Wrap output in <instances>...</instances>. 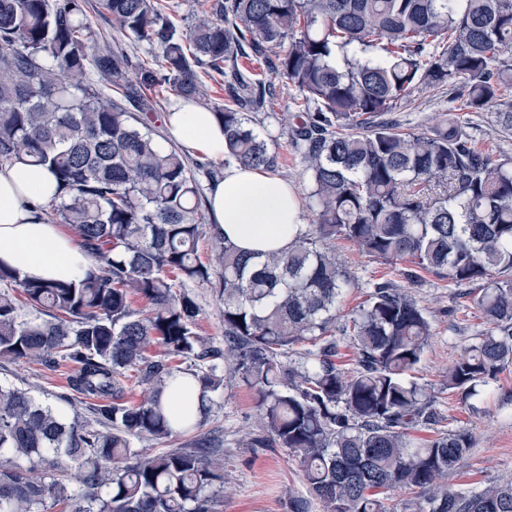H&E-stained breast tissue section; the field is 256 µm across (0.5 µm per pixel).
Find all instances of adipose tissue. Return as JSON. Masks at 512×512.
I'll list each match as a JSON object with an SVG mask.
<instances>
[{
	"mask_svg": "<svg viewBox=\"0 0 512 512\" xmlns=\"http://www.w3.org/2000/svg\"><path fill=\"white\" fill-rule=\"evenodd\" d=\"M169 139L190 156L224 158V127L197 101L174 96L164 115ZM56 194L52 173L23 162L0 165V265L29 279L68 281L89 262L61 225L45 220ZM208 208L218 232L240 250L285 251L305 231L299 200L287 180L271 172L228 165L209 186Z\"/></svg>",
	"mask_w": 512,
	"mask_h": 512,
	"instance_id": "ef3b65f1",
	"label": "adipose tissue"
}]
</instances>
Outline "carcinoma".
<instances>
[{
    "instance_id": "obj_1",
    "label": "carcinoma",
    "mask_w": 512,
    "mask_h": 512,
    "mask_svg": "<svg viewBox=\"0 0 512 512\" xmlns=\"http://www.w3.org/2000/svg\"><path fill=\"white\" fill-rule=\"evenodd\" d=\"M102 6L126 37L160 50L157 67L95 32L85 0H0V165L53 173L52 220L90 258L70 281L0 267V283L18 286L32 310L21 316L16 297L0 291V359L75 364L71 389L98 400L92 410L107 427L0 386V512L60 503L69 512H218L221 448L197 437L148 455L132 440L177 433L164 392L180 395L190 378L210 403L227 374L257 396L267 436L253 443L292 451L327 512H389L403 490L417 493L407 512H512V482L480 492L440 483L466 457V434L410 438L438 418L408 379L430 322L404 289L378 282L355 312L353 374L336 367L329 337L353 287L336 261L335 242L346 239L372 257L485 284L479 306L492 329L449 367L448 389L470 399L512 364V156L484 155L462 116L495 103V129L512 132V0H208L186 33L167 0ZM242 58L264 59L296 90L291 145L313 184L312 229L260 260L207 223L200 177L213 172L159 144L143 97L168 85L195 99L198 69L219 76L224 159L272 169V135L251 115L274 107V85ZM443 86L448 109L429 129L386 118L415 92ZM124 98L138 99L139 112ZM208 233L216 258L204 262ZM189 283L217 285L224 348L199 333ZM302 344L316 350L296 369L285 365ZM187 358L199 369L178 365ZM126 370L144 385L137 402L126 399ZM72 470L75 488L61 480Z\"/></svg>"
}]
</instances>
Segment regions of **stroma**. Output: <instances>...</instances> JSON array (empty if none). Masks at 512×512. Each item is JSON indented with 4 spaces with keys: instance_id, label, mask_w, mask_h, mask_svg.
<instances>
[{
    "instance_id": "35a3bbf8",
    "label": "stroma",
    "mask_w": 512,
    "mask_h": 512,
    "mask_svg": "<svg viewBox=\"0 0 512 512\" xmlns=\"http://www.w3.org/2000/svg\"><path fill=\"white\" fill-rule=\"evenodd\" d=\"M87 14L93 29L110 33L131 60H147L156 50L145 42L130 39L114 31L112 16L100 0H87ZM275 117L258 113L255 128L270 132L271 149L277 154L274 175L294 187L301 203H308L312 184L299 155L290 146L289 129L280 118L292 110L294 90L285 79L276 77ZM448 104V92L427 88L417 93L413 103H398L391 117L403 128L429 127L436 112ZM467 118L475 143L491 157L512 156V134L493 127L490 111L471 112ZM336 257L353 281L336 310L333 334L338 355L336 364L344 373L356 368L352 317L368 299L372 283L389 280L405 287L418 306L424 309L432 325V335L417 365L413 379L425 387L435 401L438 423L412 430L413 439L421 440L439 433L461 432L471 438V448L464 461L444 477L448 488L477 491L512 480V367L482 387L479 396L462 401L446 386L448 369L463 350L478 343L489 328L477 299L480 283L455 285L433 273L419 271L416 280L403 275L405 262H385L362 252L349 241H337ZM201 307L203 336L216 347L224 344V306L213 286L192 284L188 287ZM75 372L69 362L0 361V385L26 389L36 401L63 407L67 414H79L87 421L94 415L88 399L70 389L68 380ZM200 434L218 437L224 443L223 503L219 512H288L289 497L309 501V512H325L322 502L311 497L304 483L297 457L275 445H252L261 436L257 397L247 386L232 381L224 395L211 404Z\"/></svg>"
}]
</instances>
